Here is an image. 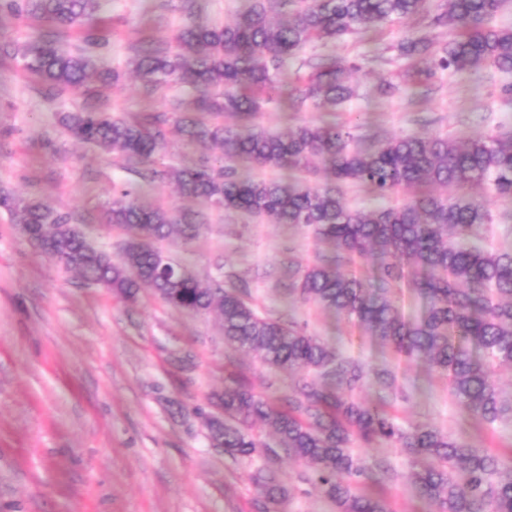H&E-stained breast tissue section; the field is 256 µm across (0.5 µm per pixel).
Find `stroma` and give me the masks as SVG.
I'll return each instance as SVG.
<instances>
[{
  "label": "stroma",
  "mask_w": 512,
  "mask_h": 512,
  "mask_svg": "<svg viewBox=\"0 0 512 512\" xmlns=\"http://www.w3.org/2000/svg\"><path fill=\"white\" fill-rule=\"evenodd\" d=\"M99 17L101 64L125 73L144 35L168 41L186 21L178 0H103ZM413 29L394 22L378 34L306 47L308 57L326 50L362 61L359 92L336 110V121L362 137L512 127V98L500 93L512 74L491 67L443 75L412 102L379 96L380 79L401 66L395 45ZM195 94L178 84L150 96L126 73L103 99L119 115L179 113ZM93 105L80 90L54 93L14 62L0 63V187L72 213L117 260L126 236L103 224L101 208L114 189L138 187L140 169L67 134L62 113ZM324 117L309 104L286 112L271 102L255 122L279 132ZM142 200L177 216L198 215L194 240L160 247L201 280L245 289L261 312L293 318L363 363L388 364L409 392L388 405L399 424H432L477 448L512 450V426L492 429L462 412L439 374L396 358L346 319L289 297L293 277L331 253L311 231L210 208L166 181ZM232 378L282 406L295 389L288 375L227 346L216 315L183 313L146 288L130 302L88 283L0 211V512H262L251 476L263 467L293 489L280 512H336L317 488L299 482L302 467L286 453L240 459L213 445V397ZM355 451L369 461L385 458L395 472L383 489L393 512H429L408 480L412 460L403 449L359 443Z\"/></svg>",
  "instance_id": "obj_1"
}]
</instances>
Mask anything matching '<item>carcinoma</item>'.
Here are the masks:
<instances>
[{
	"instance_id": "carcinoma-1",
	"label": "carcinoma",
	"mask_w": 512,
	"mask_h": 512,
	"mask_svg": "<svg viewBox=\"0 0 512 512\" xmlns=\"http://www.w3.org/2000/svg\"><path fill=\"white\" fill-rule=\"evenodd\" d=\"M507 0H246L234 21L211 23L187 7L188 22L176 46L152 43L131 64L149 92L169 82L196 89V114L173 124L189 142L217 147L220 154L193 167L165 163L163 113L116 117L106 110L69 112L62 118L78 141L127 161L150 166L144 176L172 179L180 192L212 208L242 211L310 230L344 261L304 267L289 293L356 323L381 346L406 360L421 361L448 380V390L466 413L490 425L512 424V393L496 379L512 367V252L484 243L491 212L468 195L433 192L469 186L512 199V131L443 136L410 134L381 141L356 137L334 122L268 132L253 122L262 96L297 109L310 101L334 110L355 96L350 82L359 69L334 55L310 64L301 89L291 64L314 42L378 31L414 19L417 34L397 46L405 61L401 81L378 88L381 96L429 85L445 73L492 66L512 73V27L493 18ZM101 0H0V13L44 22L53 28L36 43L0 42V58L11 59L55 91L81 89L99 96L122 78L100 65L98 40L84 39L76 52L61 49L59 36L96 23ZM232 113L239 124L224 126ZM318 160L332 181L322 187L257 179L249 169L302 172ZM359 184L386 200L403 189L417 193L402 205L352 207L344 184ZM7 211L30 240L56 264L126 300L147 287L167 305L192 315L218 312L224 341L256 355L266 366L297 378L288 408L255 394L243 381L224 386L218 405L224 419L209 420L210 438L224 452L251 458L272 449L254 433L270 427L279 447L305 467L302 480L321 487L337 512H391L381 494L364 491L373 468L351 448L385 442L426 464L410 479L435 512H512V456L476 448L432 425H398L386 403L366 405L355 394L366 384L394 386L385 367L366 365L331 349L296 322L264 316L244 291L204 283L167 260L156 243L194 239L199 225L184 214L145 206L134 192L113 193L103 206L104 223L129 233L116 262L77 230L70 213L35 199L0 192ZM372 257L369 272L353 266ZM407 289L422 303L404 316L397 295ZM267 512L287 497L274 472L253 476Z\"/></svg>"
}]
</instances>
